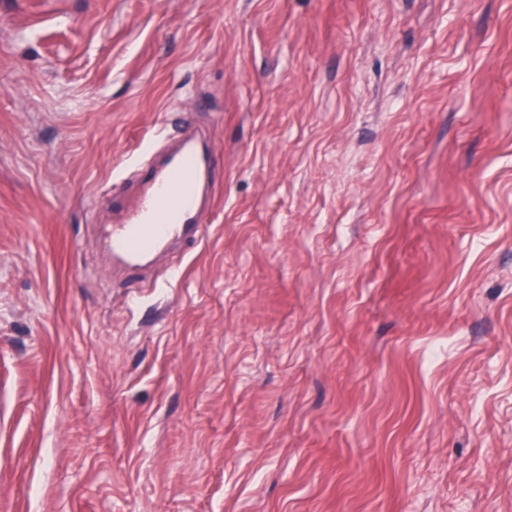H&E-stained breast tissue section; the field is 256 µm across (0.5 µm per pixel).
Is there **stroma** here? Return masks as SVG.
<instances>
[{"label": "stroma", "instance_id": "obj_1", "mask_svg": "<svg viewBox=\"0 0 512 512\" xmlns=\"http://www.w3.org/2000/svg\"><path fill=\"white\" fill-rule=\"evenodd\" d=\"M0 512H512V0H0ZM184 133L167 131L168 138L180 139L162 161L132 162L139 174L133 190L124 183V194L131 197L121 199L122 217L103 225L116 268L141 271L172 243L202 238L204 195L214 186L216 148L200 146L194 135Z\"/></svg>", "mask_w": 512, "mask_h": 512}]
</instances>
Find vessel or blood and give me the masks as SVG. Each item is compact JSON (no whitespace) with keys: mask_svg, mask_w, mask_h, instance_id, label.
I'll return each mask as SVG.
<instances>
[{"mask_svg":"<svg viewBox=\"0 0 512 512\" xmlns=\"http://www.w3.org/2000/svg\"><path fill=\"white\" fill-rule=\"evenodd\" d=\"M216 164L215 146L199 144L189 133L162 161L139 163L136 186L120 204L121 218L104 227L114 266L139 271L172 243L199 240Z\"/></svg>","mask_w":512,"mask_h":512,"instance_id":"obj_1","label":"vessel or blood"}]
</instances>
